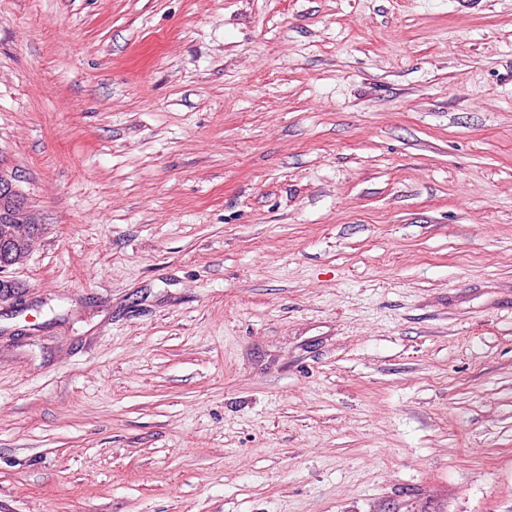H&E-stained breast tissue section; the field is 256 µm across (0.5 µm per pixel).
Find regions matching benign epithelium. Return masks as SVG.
I'll return each instance as SVG.
<instances>
[{"mask_svg":"<svg viewBox=\"0 0 512 512\" xmlns=\"http://www.w3.org/2000/svg\"><path fill=\"white\" fill-rule=\"evenodd\" d=\"M16 172L0 162V273L22 265L39 238L38 224L17 187Z\"/></svg>","mask_w":512,"mask_h":512,"instance_id":"obj_1","label":"benign epithelium"}]
</instances>
